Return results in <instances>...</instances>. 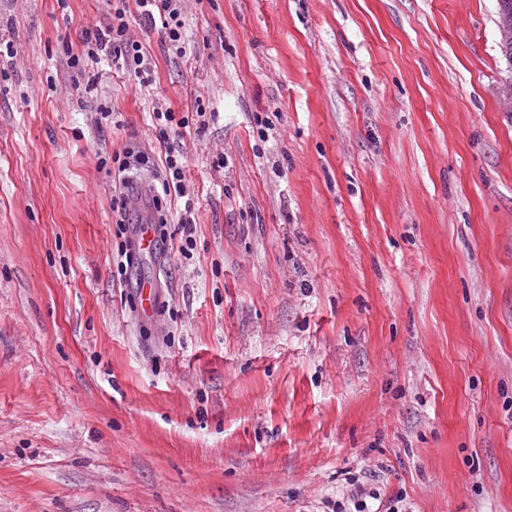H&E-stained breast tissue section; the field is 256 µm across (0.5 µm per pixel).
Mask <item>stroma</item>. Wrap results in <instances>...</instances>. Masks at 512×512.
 I'll list each match as a JSON object with an SVG mask.
<instances>
[{"label": "stroma", "instance_id": "stroma-1", "mask_svg": "<svg viewBox=\"0 0 512 512\" xmlns=\"http://www.w3.org/2000/svg\"><path fill=\"white\" fill-rule=\"evenodd\" d=\"M111 10L0 0V512H512L497 0H184L186 57L131 26L152 86L77 91ZM198 97L193 256L116 282L112 155L152 185Z\"/></svg>", "mask_w": 512, "mask_h": 512}]
</instances>
